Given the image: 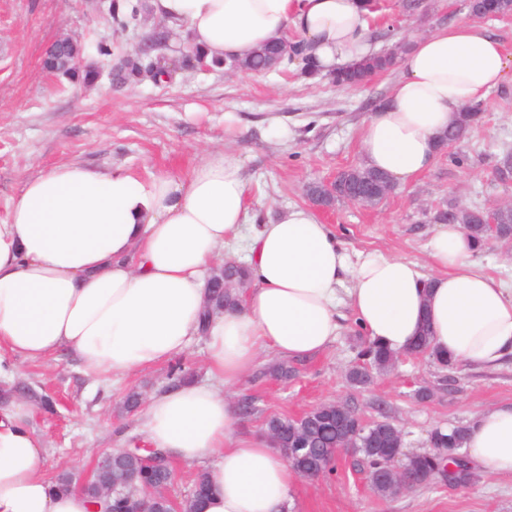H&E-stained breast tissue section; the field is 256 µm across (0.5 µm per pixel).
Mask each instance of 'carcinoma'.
Here are the masks:
<instances>
[{
    "label": "carcinoma",
    "instance_id": "obj_1",
    "mask_svg": "<svg viewBox=\"0 0 512 512\" xmlns=\"http://www.w3.org/2000/svg\"><path fill=\"white\" fill-rule=\"evenodd\" d=\"M112 19L124 28L139 24V7L128 3L126 10H118L117 4L111 5ZM276 56L275 44H267L254 52L245 62L236 65L243 72L268 71L274 65ZM393 67L391 54L381 53L367 60L338 69L332 74V80L338 84L351 85L362 81L367 76L387 71ZM55 73L86 86L93 85L99 76V71L89 65L73 66L68 62L61 63L55 68ZM141 73L139 60L127 57L113 70V78L124 81L137 77ZM482 104H474L472 108L458 117L452 130L442 136L441 142L459 140L481 119ZM350 180H360L373 184L383 178L376 169L354 166L347 169ZM435 223L463 224L478 245L483 249L494 238H512V209L505 208L494 217V223L486 222V216L481 207H466L450 202L448 207L440 209L433 216ZM213 278L218 287L210 289L208 304L213 309H222L230 302H237V296L231 289L233 285L250 282L247 266L244 263L225 264L212 270ZM432 329L429 322H424L418 338L410 347V353L416 356H430L439 365L450 368L456 359L443 352L433 349L431 345ZM361 364L350 374V381L358 386L371 382V374L366 368L377 371H387L394 367L397 357L391 350L379 343L364 340L359 351ZM266 431L274 434L270 441L283 457L292 461V468H297L303 474L325 475L333 471L336 455L346 447L348 435L356 434L353 452L363 456L369 466V472L378 471L383 463L380 449L393 450L404 447L400 437L401 429L386 421H374L359 427L353 423L339 425L336 415L324 411L319 415H311L301 421L287 417L274 416L266 421ZM468 428L455 426L446 431L436 429L431 434L430 443L438 448V452H422L405 456L406 469L417 479V486L430 485L439 476H446L457 481L459 485H469L476 482L475 474L470 470L465 460L460 458L459 449L463 447ZM154 454L149 448H128L112 453V466L98 473L96 480L84 487L91 499L98 500L97 486L109 483L114 487L112 495V512H156L163 503L159 496L147 492V487L159 489L169 484L174 476L168 466H151L146 458Z\"/></svg>",
    "mask_w": 512,
    "mask_h": 512
}]
</instances>
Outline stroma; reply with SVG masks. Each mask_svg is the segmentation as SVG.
<instances>
[{
  "instance_id": "1",
  "label": "stroma",
  "mask_w": 512,
  "mask_h": 512,
  "mask_svg": "<svg viewBox=\"0 0 512 512\" xmlns=\"http://www.w3.org/2000/svg\"><path fill=\"white\" fill-rule=\"evenodd\" d=\"M370 20L378 50L410 44L419 35L466 20L460 0H423L421 12H402L400 0H377ZM159 26L144 11L137 28L107 20L95 0H0V222L25 181L53 166L80 162L92 168L121 166L139 177L190 169L210 148L234 150L249 183L246 224L259 227L282 210L305 202L309 183L361 165L359 130L387 95L397 69L362 86L339 85L306 75L293 61L267 73L184 65L173 78L149 75L120 83L112 71ZM62 34L81 40L88 61L100 67L97 83L74 86L47 74L42 60ZM111 48L99 55L98 46ZM512 151V84L492 90L479 125L450 145L410 185L396 188L378 206L339 204L322 223L355 252L396 255L427 262L434 212L448 202L485 206L512 198V175L501 178L498 162ZM342 328L316 356L284 359L260 353L252 369L229 390L242 413L236 434L263 437L273 415L341 400L365 421L384 420L404 433L407 452L429 449L434 429L471 424L483 410L512 402V360L486 367L458 362L438 367L430 358L401 354L393 369L377 372L367 387L350 384L358 364L360 331L349 305ZM291 370L288 378L275 373ZM170 364L128 375H89L69 357L10 360L1 369L31 394L50 395L53 411H37L43 468L75 477L90 473L99 455L145 446L139 413L122 408L129 391L143 397L168 386ZM432 397L422 401L421 389ZM292 512H512V477H480L469 487L438 479L387 499L376 497L357 456L342 455L335 472L298 480Z\"/></svg>"
}]
</instances>
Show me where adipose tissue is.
<instances>
[{
    "mask_svg": "<svg viewBox=\"0 0 512 512\" xmlns=\"http://www.w3.org/2000/svg\"><path fill=\"white\" fill-rule=\"evenodd\" d=\"M206 59L227 63L272 41L301 44L300 62L326 76L372 55L364 0H150ZM512 82V53L464 20L415 38L385 100L360 129L362 160L399 184L434 164L460 109ZM248 183L232 151H206L188 172L135 177L71 162L29 178L0 222V356L74 355L90 373L161 365L204 336L210 382L152 395L142 430L172 462L209 454L217 492L202 512H290L297 475L268 442L235 437L222 392L260 352L302 357L341 329L348 298L368 340L408 349L422 322L455 359H512V286L473 259L458 224L428 244L430 273L397 256L351 254L310 207L286 209L243 234ZM245 238L252 288L241 305L204 319L206 271ZM29 399L0 397V512H94L79 490L54 491ZM465 446L486 476H512V404L481 412Z\"/></svg>",
    "mask_w": 512,
    "mask_h": 512,
    "instance_id": "adipose-tissue-1",
    "label": "adipose tissue"
}]
</instances>
